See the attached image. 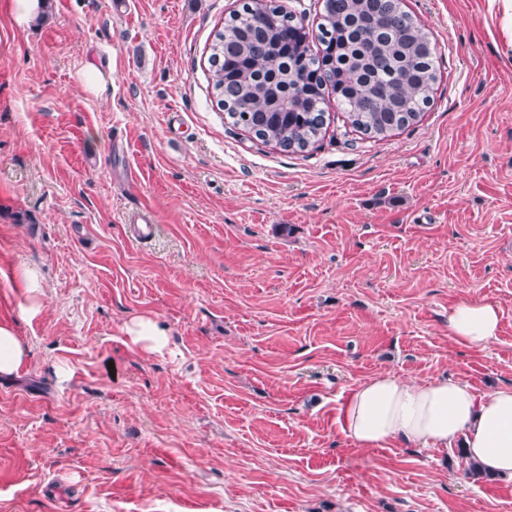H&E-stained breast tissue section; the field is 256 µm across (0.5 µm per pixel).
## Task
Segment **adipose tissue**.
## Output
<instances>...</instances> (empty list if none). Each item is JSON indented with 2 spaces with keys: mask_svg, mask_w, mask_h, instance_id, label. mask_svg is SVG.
I'll use <instances>...</instances> for the list:
<instances>
[{
  "mask_svg": "<svg viewBox=\"0 0 512 512\" xmlns=\"http://www.w3.org/2000/svg\"><path fill=\"white\" fill-rule=\"evenodd\" d=\"M499 323V309L489 302H462L448 314L452 336L469 347L492 341ZM339 425L363 448L459 444L485 472L512 479V387L481 394L458 379L411 383L379 375L341 404Z\"/></svg>",
  "mask_w": 512,
  "mask_h": 512,
  "instance_id": "adipose-tissue-1",
  "label": "adipose tissue"
}]
</instances>
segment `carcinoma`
Segmentation results:
<instances>
[{"instance_id": "obj_1", "label": "carcinoma", "mask_w": 512, "mask_h": 512, "mask_svg": "<svg viewBox=\"0 0 512 512\" xmlns=\"http://www.w3.org/2000/svg\"><path fill=\"white\" fill-rule=\"evenodd\" d=\"M208 63L232 124L288 153L326 133L328 89L355 131L383 140L418 121L438 79L436 49L402 0H324L313 37L277 0H240Z\"/></svg>"}]
</instances>
